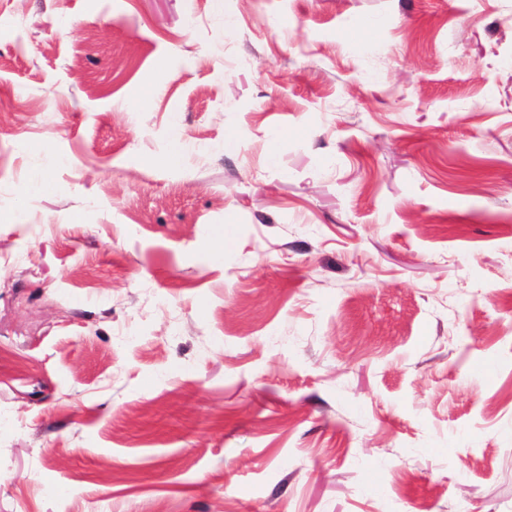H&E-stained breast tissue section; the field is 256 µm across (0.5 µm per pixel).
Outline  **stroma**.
Here are the masks:
<instances>
[{
	"label": "stroma",
	"mask_w": 512,
	"mask_h": 512,
	"mask_svg": "<svg viewBox=\"0 0 512 512\" xmlns=\"http://www.w3.org/2000/svg\"><path fill=\"white\" fill-rule=\"evenodd\" d=\"M0 512H512V0H0Z\"/></svg>",
	"instance_id": "stroma-1"
}]
</instances>
